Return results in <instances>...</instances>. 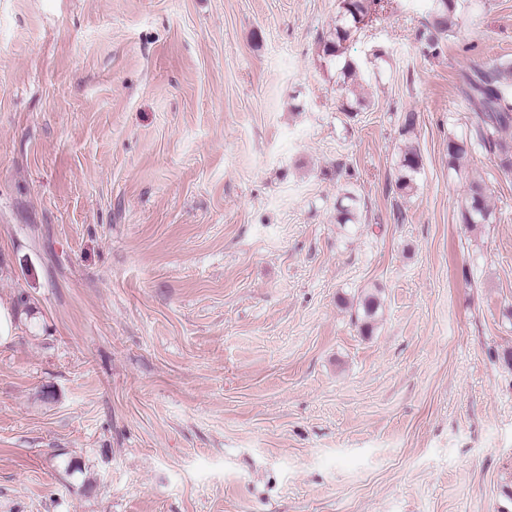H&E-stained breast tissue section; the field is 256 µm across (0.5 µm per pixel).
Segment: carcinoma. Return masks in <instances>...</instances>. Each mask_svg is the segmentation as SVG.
Wrapping results in <instances>:
<instances>
[{"instance_id":"obj_1","label":"carcinoma","mask_w":512,"mask_h":512,"mask_svg":"<svg viewBox=\"0 0 512 512\" xmlns=\"http://www.w3.org/2000/svg\"><path fill=\"white\" fill-rule=\"evenodd\" d=\"M431 21L427 29L434 30L430 38L453 31L456 26L457 0H431ZM370 15V0H340L341 24L336 26L333 36L324 41L322 51L329 57L344 53V43L360 29ZM345 80L341 95L347 99L357 96L356 67L346 62L343 68ZM512 63H493L474 70L466 76L465 93L476 101L477 111L472 113L469 142H448L449 162L457 167L468 154V145H474L492 155L498 167L512 172ZM420 155L416 148H407L401 159V174L396 188L408 194L414 189L415 175L420 169ZM491 211L488 196L478 181L471 182L469 192L462 200V219L465 224H485ZM364 323L362 331L369 334L372 322L380 308L378 297L368 293L361 300Z\"/></svg>"}]
</instances>
